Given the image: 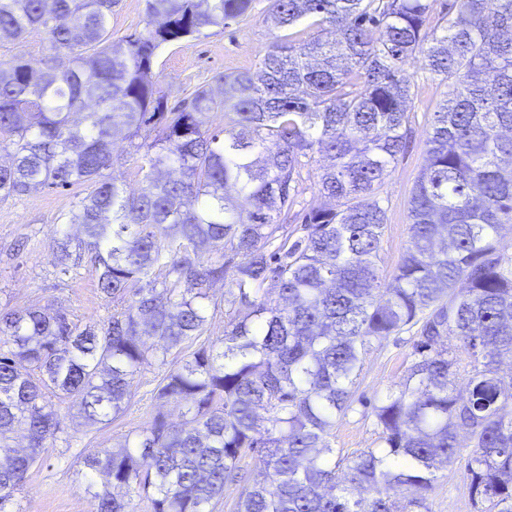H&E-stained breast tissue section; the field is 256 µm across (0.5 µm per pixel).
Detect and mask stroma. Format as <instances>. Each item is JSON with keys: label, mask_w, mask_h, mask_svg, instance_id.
I'll return each instance as SVG.
<instances>
[{"label": "stroma", "mask_w": 512, "mask_h": 512, "mask_svg": "<svg viewBox=\"0 0 512 512\" xmlns=\"http://www.w3.org/2000/svg\"><path fill=\"white\" fill-rule=\"evenodd\" d=\"M269 6V0H253L247 16L229 27H214L206 37L162 48L154 71L169 105H179L195 87L209 83L216 75L254 69L275 36L264 21ZM405 76L414 91L410 102L413 137L384 190L388 211L379 267L387 277L407 244L408 200L425 161L428 119L448 92L447 84L426 80L420 63L406 65ZM88 192V186L82 184L0 201V307L52 305L82 324L101 323L111 316L112 301L97 290L89 263L73 266L66 274L53 264L61 219ZM410 353L407 336H391L366 357L353 409L337 422L334 431L333 445L343 454L377 447L378 430L368 415L370 405L376 394L402 381ZM160 375L157 367L144 366L133 381L126 414L110 424L77 426L71 419L72 409L59 404L63 431L50 447L46 462L31 471L27 485L16 493L13 512H92L93 499L80 465L82 455L114 446L128 432L146 426L156 413H164L172 421L181 418V407H161L153 398ZM428 506L430 512H476L461 465L449 467L430 495Z\"/></svg>", "instance_id": "1"}]
</instances>
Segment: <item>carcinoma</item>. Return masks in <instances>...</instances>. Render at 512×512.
Instances as JSON below:
<instances>
[{
    "mask_svg": "<svg viewBox=\"0 0 512 512\" xmlns=\"http://www.w3.org/2000/svg\"><path fill=\"white\" fill-rule=\"evenodd\" d=\"M116 4L0 0V45L34 29L46 40L40 69L0 59V201L88 185L53 261L69 271L67 227L81 226L77 248L113 306L85 325L0 307V512L63 431L51 398L109 424L149 364L162 371L155 400L182 420L159 413L83 456L94 512H135L133 493L151 512H214L229 488L234 512H429L460 460L477 512H512V257L499 247L512 230V0H452L437 19L433 0H270L272 28L313 17L335 39H277L255 71L220 74L173 108L160 48L252 0H146L144 28L114 41ZM415 59L450 90L385 279L382 194L412 133ZM123 131L144 150L136 193L105 174ZM312 164L335 205L293 214ZM215 281L224 335L182 360L218 309ZM403 331L406 374L372 405L379 446L344 464L336 423L374 345Z\"/></svg>",
    "mask_w": 512,
    "mask_h": 512,
    "instance_id": "1",
    "label": "carcinoma"
}]
</instances>
